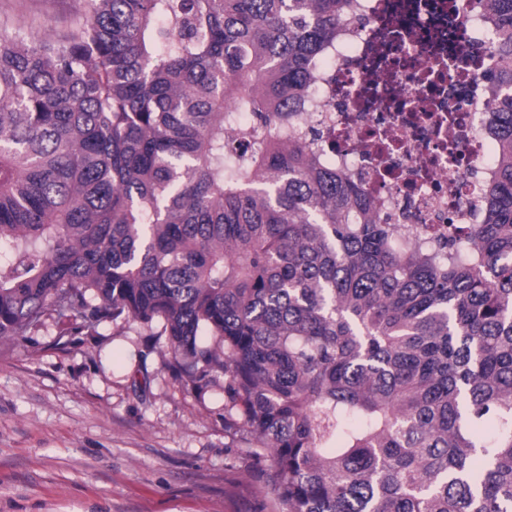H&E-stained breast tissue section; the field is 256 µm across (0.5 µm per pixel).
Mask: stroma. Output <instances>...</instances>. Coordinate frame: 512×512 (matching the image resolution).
<instances>
[{
  "instance_id": "obj_1",
  "label": "stroma",
  "mask_w": 512,
  "mask_h": 512,
  "mask_svg": "<svg viewBox=\"0 0 512 512\" xmlns=\"http://www.w3.org/2000/svg\"><path fill=\"white\" fill-rule=\"evenodd\" d=\"M83 0H0L17 28H66ZM0 341V512H281L224 428V389L165 370L164 339L120 319L57 344Z\"/></svg>"
}]
</instances>
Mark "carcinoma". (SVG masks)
Wrapping results in <instances>:
<instances>
[{
    "instance_id": "1",
    "label": "carcinoma",
    "mask_w": 512,
    "mask_h": 512,
    "mask_svg": "<svg viewBox=\"0 0 512 512\" xmlns=\"http://www.w3.org/2000/svg\"><path fill=\"white\" fill-rule=\"evenodd\" d=\"M85 2L0 47V338L160 323L282 512H512V0L484 220L445 242L288 131L345 0Z\"/></svg>"
}]
</instances>
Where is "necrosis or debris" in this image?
<instances>
[{
    "mask_svg": "<svg viewBox=\"0 0 512 512\" xmlns=\"http://www.w3.org/2000/svg\"><path fill=\"white\" fill-rule=\"evenodd\" d=\"M314 65L304 137L399 238L482 220L496 169L485 77L492 26L464 0H348Z\"/></svg>",
    "mask_w": 512,
    "mask_h": 512,
    "instance_id": "necrosis-or-debris-1",
    "label": "necrosis or debris"
}]
</instances>
